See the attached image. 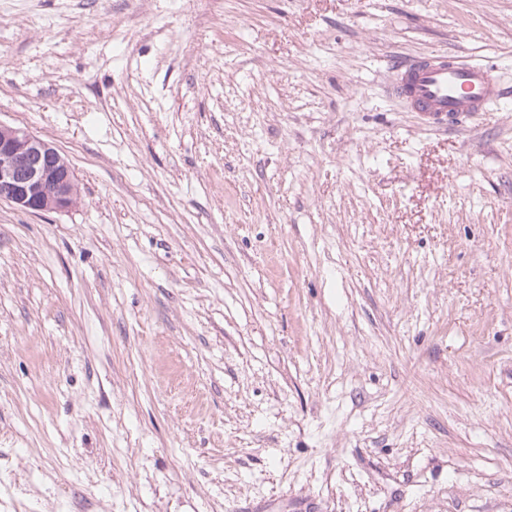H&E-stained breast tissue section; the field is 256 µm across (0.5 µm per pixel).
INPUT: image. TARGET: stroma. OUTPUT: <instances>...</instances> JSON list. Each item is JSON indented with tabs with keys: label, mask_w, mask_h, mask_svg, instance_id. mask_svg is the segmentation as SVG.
Here are the masks:
<instances>
[{
	"label": "stroma",
	"mask_w": 512,
	"mask_h": 512,
	"mask_svg": "<svg viewBox=\"0 0 512 512\" xmlns=\"http://www.w3.org/2000/svg\"><path fill=\"white\" fill-rule=\"evenodd\" d=\"M512 0H0V512H512ZM396 68L400 74L393 86L395 95L433 128L494 112L499 101L511 97L510 87L487 64L443 52L400 62ZM70 164L34 133L0 122V201L39 214L76 203Z\"/></svg>",
	"instance_id": "1"
}]
</instances>
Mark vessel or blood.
Here are the masks:
<instances>
[{
    "instance_id": "vessel-or-blood-1",
    "label": "vessel or blood",
    "mask_w": 512,
    "mask_h": 512,
    "mask_svg": "<svg viewBox=\"0 0 512 512\" xmlns=\"http://www.w3.org/2000/svg\"><path fill=\"white\" fill-rule=\"evenodd\" d=\"M395 95L423 124L440 128L453 120H470L493 111L512 88L487 64L429 53L398 63Z\"/></svg>"
}]
</instances>
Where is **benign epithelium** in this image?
<instances>
[{"label": "benign epithelium", "instance_id": "obj_1", "mask_svg": "<svg viewBox=\"0 0 512 512\" xmlns=\"http://www.w3.org/2000/svg\"><path fill=\"white\" fill-rule=\"evenodd\" d=\"M0 201L39 214L76 203L70 164L34 133L0 123Z\"/></svg>", "mask_w": 512, "mask_h": 512}]
</instances>
